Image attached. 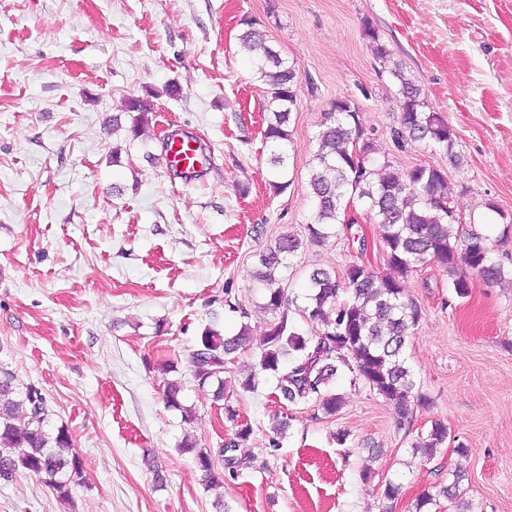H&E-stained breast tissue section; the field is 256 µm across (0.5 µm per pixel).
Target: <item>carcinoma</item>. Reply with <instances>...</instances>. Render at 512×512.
Segmentation results:
<instances>
[{"label":"carcinoma","instance_id":"obj_1","mask_svg":"<svg viewBox=\"0 0 512 512\" xmlns=\"http://www.w3.org/2000/svg\"><path fill=\"white\" fill-rule=\"evenodd\" d=\"M242 25L241 47L268 86L270 116L264 138L271 146L270 165L278 179L273 187L280 189L285 187L280 178L287 168V126L296 101L295 68L273 52L260 23L245 19ZM364 35L375 58L397 81L400 116L395 139L425 140L446 152L449 159L457 158L453 131L439 113L429 111L421 87L405 74L372 27H365ZM123 112L131 118L132 139L143 137L152 123L147 102L130 97ZM317 139L310 179L315 206L312 222L306 225L308 240L323 245L337 236L336 226L345 232L351 230L352 224L346 219L351 203L357 200L378 224L389 273L374 276L365 265L352 262L340 281L334 271L313 270L308 277L306 304L300 309L303 322L317 328L308 336L290 315L294 300L286 296L280 276L301 241L288 234L278 238L260 255L253 272L254 280L265 289L264 308L275 318L259 343L255 370L239 382V387L252 392L257 387V373H271L284 400L291 404L312 401L324 416L333 417L344 404V395L332 388L342 366L352 373L351 383H362L394 406L397 425L402 427L411 422L413 406L426 403L403 357L421 319V307L407 293L406 279L418 268L436 262L448 269V287L457 297L465 298L470 288L467 272L477 273L488 283L501 281L505 273L490 261L488 237L448 215L452 200L445 173L429 165L399 173L391 170L389 161H379V149L364 136L359 113L350 101L331 104ZM357 145L366 154L363 169L353 160ZM249 347L250 329L245 322L232 336L212 325L204 326L189 354L198 388L211 390L217 401L224 399L228 387L224 375L233 373L232 356ZM163 399L167 407L182 413L184 421L192 420V410L181 401L180 381L164 380ZM224 413L235 431L218 456L197 447L189 435L180 443L181 451L194 456L208 485L218 482L215 463L233 474L245 464L236 452L252 434L251 426L238 420L234 408L227 404ZM48 416L47 397L39 394L38 387L29 383L18 390L14 375L0 367V481L26 471L39 476L46 487L67 500L72 487L84 482V463L66 427L47 429ZM447 441L448 427L435 422L413 448L430 463ZM459 483L460 479H454L440 494L467 509L469 503L459 494Z\"/></svg>","mask_w":512,"mask_h":512}]
</instances>
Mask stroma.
Returning <instances> with one entry per match:
<instances>
[{
  "instance_id": "obj_1",
  "label": "stroma",
  "mask_w": 512,
  "mask_h": 512,
  "mask_svg": "<svg viewBox=\"0 0 512 512\" xmlns=\"http://www.w3.org/2000/svg\"><path fill=\"white\" fill-rule=\"evenodd\" d=\"M247 17L298 75L280 191L263 135L266 85L238 40ZM368 25L455 133L458 162L396 142L397 84ZM171 83L179 95H168ZM131 96L152 105L149 144L128 138ZM339 99L394 169L443 170L459 221L482 224L492 260L512 267V0H0V366L42 388L50 428L70 430L86 475L66 502L18 472L0 481V512H382L389 480L402 486L395 512H416L417 497L455 470L471 512H512L511 284L475 276L460 299L439 264L408 277L422 317L406 358L429 403L406 430L345 373L331 419L279 399L269 374L225 404L194 380L200 330L237 326L228 302L247 309L261 340L272 315L251 273L280 235L302 241L290 296L304 298L316 268L340 274L357 261L386 274L366 211L352 229L365 251L342 235L306 240L317 133ZM171 133L206 146L198 176L167 169ZM169 362L191 422L164 404ZM228 404L253 428L239 450L250 462L209 488L178 445L190 434L220 448L232 435ZM282 416L290 427L275 447ZM436 420L452 440L428 464L412 445Z\"/></svg>"
}]
</instances>
